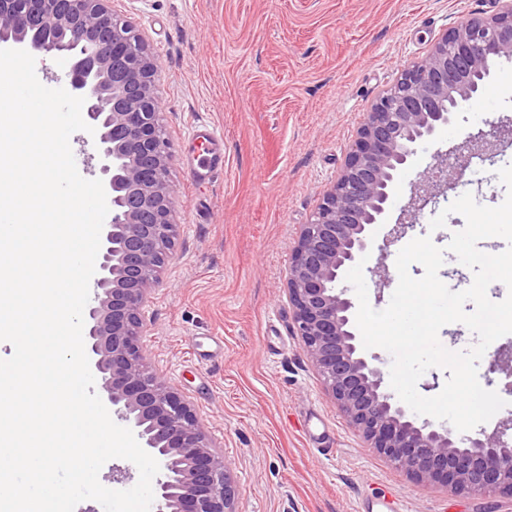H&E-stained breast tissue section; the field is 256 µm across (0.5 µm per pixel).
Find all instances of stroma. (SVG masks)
I'll return each mask as SVG.
<instances>
[{
    "mask_svg": "<svg viewBox=\"0 0 512 512\" xmlns=\"http://www.w3.org/2000/svg\"><path fill=\"white\" fill-rule=\"evenodd\" d=\"M158 62L155 91L174 152L175 251L145 308L152 368L193 403L224 457L237 512H512V495L453 493L416 483L367 448L302 350L286 293L288 251L337 178L372 104L455 21L498 12V0H112ZM512 124V65L477 104L419 146L373 225L363 273L374 310L392 289L399 246L380 252L417 173L466 146L486 121ZM224 138V171L193 183L189 128ZM491 162L429 205L409 238L443 248L453 291L473 272L431 220L464 193L506 197L497 176L512 142L489 138Z\"/></svg>",
    "mask_w": 512,
    "mask_h": 512,
    "instance_id": "1",
    "label": "stroma"
}]
</instances>
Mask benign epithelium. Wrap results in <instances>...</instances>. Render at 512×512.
<instances>
[{"mask_svg": "<svg viewBox=\"0 0 512 512\" xmlns=\"http://www.w3.org/2000/svg\"><path fill=\"white\" fill-rule=\"evenodd\" d=\"M111 0H0V44L68 61V91L85 98L95 129L109 213L101 231L94 296L84 312V344L102 401L159 463L151 512H237L230 473L191 402L156 371L143 348L144 307L160 286L177 236L172 153L160 112L157 65ZM512 61V0L492 16L447 29L428 54L402 70L372 105L334 183L291 246L288 302L302 349L324 389L367 447L424 485L455 493L512 494V419L490 433L460 436L421 419L387 388L353 323L354 303L340 286L344 268L370 248L394 185L415 146L475 101L492 69ZM488 133L470 136L419 175L407 220L392 226L388 248L404 238L436 190H450L486 160ZM504 373L512 393V355L497 349L488 373Z\"/></svg>", "mask_w": 512, "mask_h": 512, "instance_id": "benign-epithelium-1", "label": "benign epithelium"}]
</instances>
